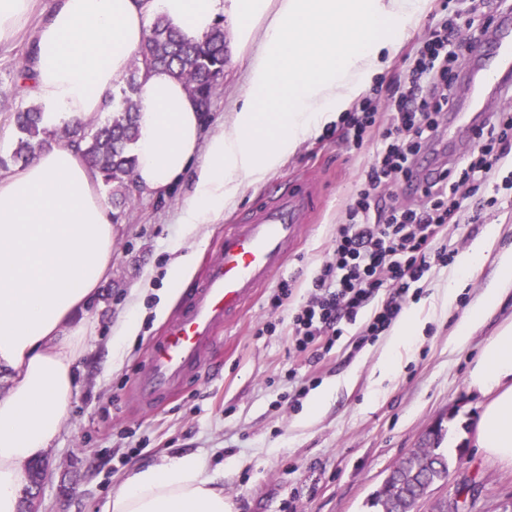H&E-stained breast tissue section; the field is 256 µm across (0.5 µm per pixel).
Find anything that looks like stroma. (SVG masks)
<instances>
[{
  "label": "stroma",
  "instance_id": "35a3bbf8",
  "mask_svg": "<svg viewBox=\"0 0 512 512\" xmlns=\"http://www.w3.org/2000/svg\"><path fill=\"white\" fill-rule=\"evenodd\" d=\"M463 7L464 0H428L420 25L387 55L374 83L380 105H387L395 88L406 82L415 47L438 22L458 18ZM28 49L25 41L0 47V120L8 123L29 104L17 83ZM244 92L243 63L227 54L207 130L217 128ZM375 150L372 140L353 147L342 126L333 125L331 136L303 142L265 183L245 189L237 209L224 211L197 234L176 222L184 185L164 198L133 193L114 226L112 271L91 311L94 329L79 364L70 416L44 458L48 475L40 489V512H101L133 468L184 454L206 461L235 512H375L371 500L387 474L410 451L425 447L428 432L439 425L447 430L442 446L450 473L447 483L432 487L418 512H434L439 502L455 501L465 481L476 484L471 512H499L502 502L512 500V466L482 457L473 446L481 399L466 384L487 336L512 321V293L466 344H456L453 337L457 323L494 279L493 259L460 277L455 301L445 310L435 302L455 265L432 269L421 281L422 293L414 303L420 327L402 350L394 379L380 386L372 371L386 336L358 350L353 346L356 328L347 326L331 353L315 362L309 354L290 351L283 331H262L264 324L289 319L306 301L311 276L325 260ZM298 180L317 183L324 203L285 266L224 332L219 367L196 372L161 409L142 410L133 387L167 324L157 317L156 307L168 292L169 263L194 253L193 276L201 278L237 210L252 206L280 183ZM467 203L481 209V221L450 227L449 249L463 253L490 224L503 227L495 249L512 247L511 187L472 186ZM284 280L292 293L282 306H273L272 296ZM127 316L140 325L132 343L114 336ZM292 371L322 386L336 385L334 397L317 409L311 396L293 398Z\"/></svg>",
  "mask_w": 512,
  "mask_h": 512
}]
</instances>
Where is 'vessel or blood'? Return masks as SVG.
Wrapping results in <instances>:
<instances>
[{
  "instance_id": "b4317fda",
  "label": "vessel or blood",
  "mask_w": 512,
  "mask_h": 512,
  "mask_svg": "<svg viewBox=\"0 0 512 512\" xmlns=\"http://www.w3.org/2000/svg\"><path fill=\"white\" fill-rule=\"evenodd\" d=\"M480 60V67L471 70L468 79L473 108H481L490 96L512 99V10L502 15ZM318 204L313 183L292 184L262 205L243 211L237 223L225 227L219 255L153 343L136 378V396L144 410L161 406L204 364L221 328L283 266Z\"/></svg>"
}]
</instances>
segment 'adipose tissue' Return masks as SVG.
Segmentation results:
<instances>
[{
	"mask_svg": "<svg viewBox=\"0 0 512 512\" xmlns=\"http://www.w3.org/2000/svg\"><path fill=\"white\" fill-rule=\"evenodd\" d=\"M36 0H0V47L29 30L33 77L26 98L43 124L84 123L104 110L144 50L148 21L163 14L191 42L232 25L246 59V91L213 132L183 82L166 69L140 72L135 180L163 197L183 179L178 216L199 232L245 188L264 183L305 141L350 110L383 57L416 27L428 0H53L37 25ZM455 331L464 344L512 290V249ZM112 268V210L100 178L74 146L46 144L0 175V512H19L29 470L53 448L69 416L90 310ZM419 325L399 319L379 362L381 379ZM482 399L474 445L512 465V322L483 344L467 377ZM103 512H233L195 455L133 469Z\"/></svg>",
	"mask_w": 512,
	"mask_h": 512,
	"instance_id": "obj_1",
	"label": "adipose tissue"
}]
</instances>
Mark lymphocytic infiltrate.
<instances>
[{"mask_svg":"<svg viewBox=\"0 0 512 512\" xmlns=\"http://www.w3.org/2000/svg\"><path fill=\"white\" fill-rule=\"evenodd\" d=\"M462 34L460 25L447 22L417 47L410 81L390 100L374 160L346 222L311 279L307 301L289 321L296 352L331 351L343 324L355 322L365 310L370 317L359 341H376L399 316L412 286L432 268L452 262L445 243L449 225L479 221L460 189L497 179L504 159L512 155L511 111L489 115L465 165H437L425 176L416 171L422 152L444 137L442 122L462 72L452 47ZM389 186L420 192L426 203L418 209H379L380 191Z\"/></svg>","mask_w":512,"mask_h":512,"instance_id":"obj_1","label":"lymphocytic infiltrate"}]
</instances>
